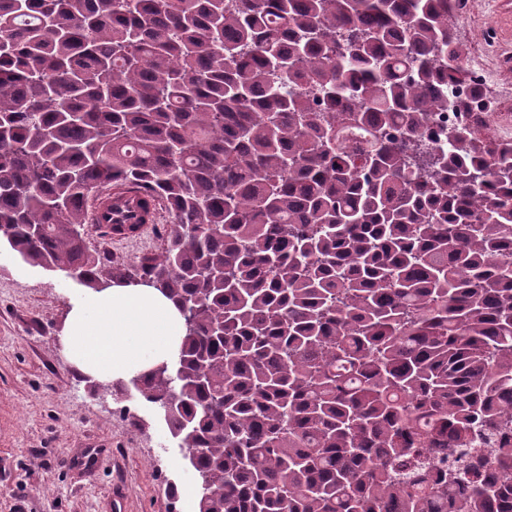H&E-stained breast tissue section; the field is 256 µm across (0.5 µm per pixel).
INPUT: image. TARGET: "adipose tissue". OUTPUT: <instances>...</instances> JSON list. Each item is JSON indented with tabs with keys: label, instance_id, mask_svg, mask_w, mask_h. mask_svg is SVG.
Here are the masks:
<instances>
[{
	"label": "adipose tissue",
	"instance_id": "ef3b65f1",
	"mask_svg": "<svg viewBox=\"0 0 512 512\" xmlns=\"http://www.w3.org/2000/svg\"><path fill=\"white\" fill-rule=\"evenodd\" d=\"M182 334L173 301L152 288L115 285L72 299L60 342L80 372L112 384L169 360Z\"/></svg>",
	"mask_w": 512,
	"mask_h": 512
}]
</instances>
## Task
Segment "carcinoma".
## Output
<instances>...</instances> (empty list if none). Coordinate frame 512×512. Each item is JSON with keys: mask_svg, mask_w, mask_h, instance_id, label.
Listing matches in <instances>:
<instances>
[{"mask_svg": "<svg viewBox=\"0 0 512 512\" xmlns=\"http://www.w3.org/2000/svg\"><path fill=\"white\" fill-rule=\"evenodd\" d=\"M466 58L448 0H0V244L175 303L198 512H512V143L417 145ZM114 182L161 253L86 246Z\"/></svg>", "mask_w": 512, "mask_h": 512, "instance_id": "obj_1", "label": "carcinoma"}]
</instances>
